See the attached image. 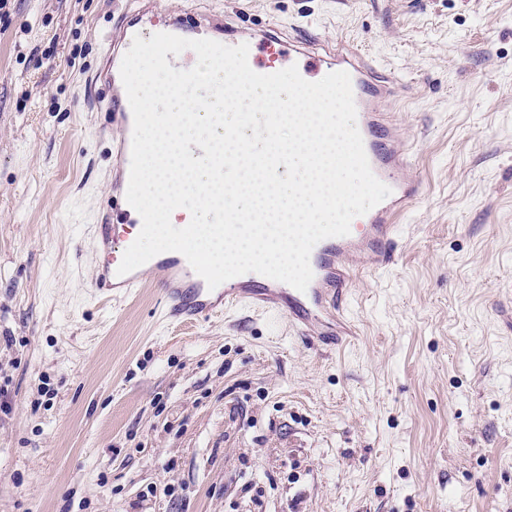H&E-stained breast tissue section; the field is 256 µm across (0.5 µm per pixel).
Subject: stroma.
I'll list each match as a JSON object with an SVG mask.
<instances>
[{"label":"stroma","instance_id":"35a3bbf8","mask_svg":"<svg viewBox=\"0 0 512 512\" xmlns=\"http://www.w3.org/2000/svg\"><path fill=\"white\" fill-rule=\"evenodd\" d=\"M312 28L402 85L427 187L324 349L243 305L178 325L162 275L105 303L114 147L90 81L131 0L0 17V512H512V0H154Z\"/></svg>","mask_w":512,"mask_h":512}]
</instances>
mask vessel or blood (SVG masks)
<instances>
[{"label":"vessel or blood","mask_w":512,"mask_h":512,"mask_svg":"<svg viewBox=\"0 0 512 512\" xmlns=\"http://www.w3.org/2000/svg\"><path fill=\"white\" fill-rule=\"evenodd\" d=\"M143 17V11H134L116 27L115 37L120 46L114 51L105 50V66L97 74L104 89L98 107L110 113V127L120 140L114 165L119 193L107 199L94 226L101 270L92 291L107 299L119 293L131 296L133 288L140 285L137 272L118 275L114 245L128 241V225L141 221L124 194L129 182L133 114L120 77V65L134 37L141 33ZM204 27L218 31L222 44H248V63L260 74L275 73L286 63L297 65L302 78L311 82L332 72H347L368 162L374 175L390 187L391 193L364 223L351 225L349 235L327 238L314 246L310 255L313 279L303 292L254 272L232 278L225 282L223 289L213 291L206 288L204 279L186 258L153 257L151 266L163 275L165 316L179 324L197 323L223 313L225 306L246 304L281 312L295 334L304 337L312 332L319 344L341 345L356 333L353 321L346 314L356 274L365 269L375 273L385 269L397 247L396 218L409 212L424 193L422 177L400 148L388 112L380 107L397 80L354 46L339 43L320 49L313 35L287 38L274 27L245 33L229 27L220 18L204 22L186 14L169 16L156 24L155 30L188 39Z\"/></svg>","instance_id":"1"}]
</instances>
